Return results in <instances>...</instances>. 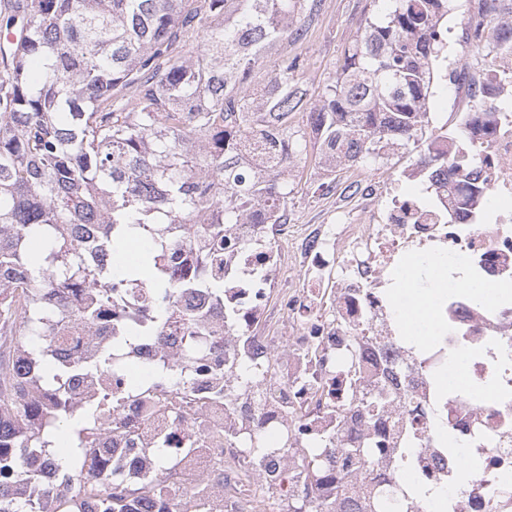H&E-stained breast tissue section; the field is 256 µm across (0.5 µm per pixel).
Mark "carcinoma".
Here are the masks:
<instances>
[{
  "instance_id": "1",
  "label": "carcinoma",
  "mask_w": 512,
  "mask_h": 512,
  "mask_svg": "<svg viewBox=\"0 0 512 512\" xmlns=\"http://www.w3.org/2000/svg\"><path fill=\"white\" fill-rule=\"evenodd\" d=\"M383 2L314 99L300 82L302 53H280L262 85L254 72L268 50L305 39L323 0H0V31L19 35L0 45V337L38 335L45 292L95 289L72 311L90 327L114 280L122 298L150 299L154 316L126 326L116 348L168 324L183 288L224 295L220 280L169 278L160 255L174 225L286 223L309 147L331 173L409 146L431 183L439 165L473 164L470 129L485 124L486 105L450 130L427 121L453 0ZM482 25L468 17L472 51L512 42V24L490 33ZM436 134L448 138V157L428 159ZM132 237L154 242L148 277L113 268L117 245ZM91 417L62 407L33 438L18 427L13 447L0 443V512H45L9 498V481L36 480L27 461L41 453L76 479L92 452ZM244 452L258 467L270 449L258 437ZM170 457L161 449L158 474L132 491L103 458L112 478L96 487L100 512H136L143 494L166 493ZM300 474L320 478L316 451Z\"/></svg>"
}]
</instances>
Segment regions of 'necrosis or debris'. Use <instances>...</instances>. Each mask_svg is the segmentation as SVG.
I'll list each match as a JSON object with an SVG mask.
<instances>
[{"mask_svg": "<svg viewBox=\"0 0 512 512\" xmlns=\"http://www.w3.org/2000/svg\"><path fill=\"white\" fill-rule=\"evenodd\" d=\"M487 106L495 121L472 136L488 159L478 177L512 203V93L501 90ZM221 235L205 260L197 232H178L166 260L176 277L222 279L223 298L182 289L173 323L118 351L119 369L88 373L84 366L144 308L113 301L89 329L56 315L55 300H47L55 357L74 367L64 396L46 389L30 347L13 343L5 351L26 379L35 424L62 404L96 405L93 447L112 455L134 485L156 472L158 449H174L179 484L167 498H142L140 512H288L296 499L335 503L336 468L313 485L299 475L302 450L315 442L335 455L370 449L353 470L359 504L379 491L395 502L408 470L450 488L468 459L475 467L459 512H512V302L450 294L439 307L444 335L412 346L388 292L390 273L408 258L437 253L461 256L483 281L511 283L512 211L496 224L477 223L464 210L450 221L406 194L393 198L378 224H308L299 235L290 224H227ZM228 310L234 321H226ZM460 355L470 385L492 381L496 398L438 388V374ZM160 365L183 373V381L135 389L130 368ZM245 366L248 381L240 375ZM258 433L271 452L256 471L241 450ZM445 433L464 457L443 448ZM29 466L40 479L21 486L22 497L97 512L94 488L105 476L97 462L76 481L57 480L45 457Z\"/></svg>", "mask_w": 512, "mask_h": 512, "instance_id": "obj_1", "label": "necrosis or debris"}]
</instances>
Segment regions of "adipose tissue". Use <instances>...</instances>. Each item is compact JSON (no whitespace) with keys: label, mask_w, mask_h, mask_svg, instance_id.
<instances>
[{"label":"adipose tissue","mask_w":512,"mask_h":512,"mask_svg":"<svg viewBox=\"0 0 512 512\" xmlns=\"http://www.w3.org/2000/svg\"><path fill=\"white\" fill-rule=\"evenodd\" d=\"M395 302L410 338L424 340L440 335L439 301L449 292L464 290L472 298L488 302L512 293V286H481L465 272L464 262L454 256H431L412 261L397 278Z\"/></svg>","instance_id":"1"}]
</instances>
